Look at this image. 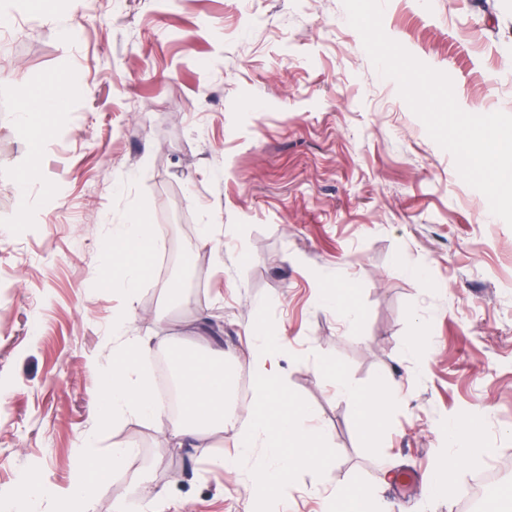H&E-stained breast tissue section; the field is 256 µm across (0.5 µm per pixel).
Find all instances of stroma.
<instances>
[{"instance_id": "stroma-1", "label": "stroma", "mask_w": 512, "mask_h": 512, "mask_svg": "<svg viewBox=\"0 0 512 512\" xmlns=\"http://www.w3.org/2000/svg\"><path fill=\"white\" fill-rule=\"evenodd\" d=\"M0 510L17 474L55 490L78 468L80 437L130 445L81 512H252V419L178 445L168 421L100 426L97 390L113 359L105 333L127 314L146 373L161 345L224 351L247 369L256 322L283 337L279 374L329 431V463L283 492L286 512H330L332 491L366 489L392 512H458L427 498L446 448L440 426L472 410L482 453L454 479L471 486L512 458V227L459 176L453 156L383 77L342 0H0ZM72 28L62 41L58 26ZM383 28L453 81L471 114H512V0H384ZM65 76L48 114L40 177L17 210L31 131L17 90ZM141 213L159 248L184 240L204 267L148 273L135 298L102 286L111 225ZM355 291L358 316L320 304ZM425 347L411 351L412 336ZM363 390L387 389L375 439L322 362Z\"/></svg>"}]
</instances>
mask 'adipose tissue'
<instances>
[{"label":"adipose tissue","mask_w":512,"mask_h":512,"mask_svg":"<svg viewBox=\"0 0 512 512\" xmlns=\"http://www.w3.org/2000/svg\"><path fill=\"white\" fill-rule=\"evenodd\" d=\"M154 249L152 226L140 215L112 226L106 248V259L113 271L108 289L134 294ZM112 336L117 340L115 355L96 396L101 422L116 421L127 415L150 420L161 417L163 409L156 403L141 365L145 344L126 336L125 323L121 320L113 323ZM277 345V340L262 333L255 338L250 361L252 420L240 442L241 453L246 456L256 440H263L270 461L251 470L248 487L275 497L288 488L299 471L322 468L324 444L328 439L325 430L314 425L316 412L289 397L276 369ZM169 358L178 371L182 396L180 419L170 431L172 439L190 437L201 443L210 429L233 423L236 405L225 376L223 357L193 356L173 350ZM335 384L337 392L357 407L362 432L374 435L380 415L390 403L389 395L363 391L341 374L336 375ZM442 431L448 454L444 467L433 478L434 491L459 497L464 489L455 484L453 471L457 464L479 456L480 451L474 446L479 427L474 421L461 418L443 425ZM134 454V448L129 446L99 451L95 434H87L77 450L79 473L66 490V497L88 501L99 484Z\"/></svg>","instance_id":"1"}]
</instances>
